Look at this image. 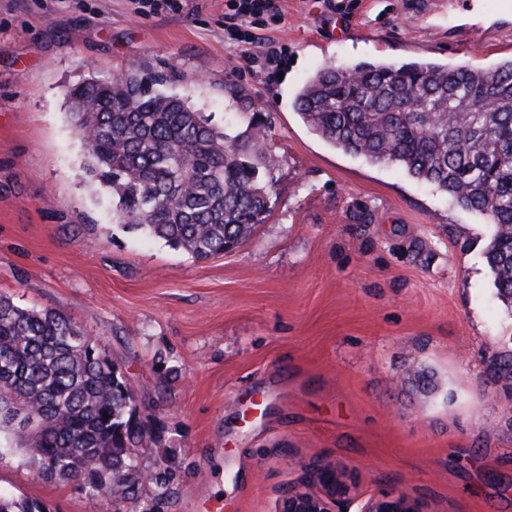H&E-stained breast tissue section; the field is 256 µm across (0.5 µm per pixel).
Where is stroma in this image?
<instances>
[{"mask_svg": "<svg viewBox=\"0 0 512 512\" xmlns=\"http://www.w3.org/2000/svg\"><path fill=\"white\" fill-rule=\"evenodd\" d=\"M288 59L239 68L224 0L144 13L139 0H0V295L61 311L121 368L143 420L165 424L169 471L129 497L39 478L0 458V495L51 512H279L314 466L353 473L349 505L391 486L422 512H512V310L484 250L494 227L395 166L324 142L294 97L326 65L512 56V13L483 0H280ZM479 36L464 39V28ZM230 132L239 104L275 160L266 220L198 261L112 220L87 171L65 86L145 69ZM426 384H419L418 376ZM264 409L252 414V400Z\"/></svg>", "mask_w": 512, "mask_h": 512, "instance_id": "stroma-1", "label": "stroma"}]
</instances>
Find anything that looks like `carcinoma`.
I'll return each instance as SVG.
<instances>
[{"label":"carcinoma","mask_w":512,"mask_h":512,"mask_svg":"<svg viewBox=\"0 0 512 512\" xmlns=\"http://www.w3.org/2000/svg\"><path fill=\"white\" fill-rule=\"evenodd\" d=\"M173 65L95 78L66 89L90 172L112 191V219L196 260L230 252L266 213L262 173L274 159L254 120L219 132L163 87ZM415 102L407 112L404 102ZM295 109L332 146L394 165L491 221L485 249L498 298L512 307V58L488 69L431 62L325 66ZM22 444L39 477L90 493L135 495L140 451L163 445L139 416L130 384L101 344L54 309L0 296V456ZM0 512H50L1 497Z\"/></svg>","instance_id":"1"}]
</instances>
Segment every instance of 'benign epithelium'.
I'll list each match as a JSON object with an SVG mask.
<instances>
[{
	"mask_svg": "<svg viewBox=\"0 0 512 512\" xmlns=\"http://www.w3.org/2000/svg\"><path fill=\"white\" fill-rule=\"evenodd\" d=\"M310 482L321 487V491L293 487L282 499L280 512H334L347 500L354 488V481L341 469H316ZM360 512H422L417 503L404 494L386 489L364 500Z\"/></svg>",
	"mask_w": 512,
	"mask_h": 512,
	"instance_id": "1",
	"label": "benign epithelium"
}]
</instances>
